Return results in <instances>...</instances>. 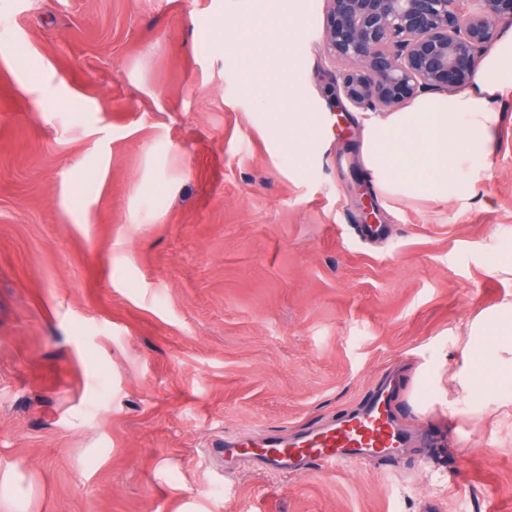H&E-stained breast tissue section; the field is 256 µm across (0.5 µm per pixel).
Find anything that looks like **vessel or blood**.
I'll list each match as a JSON object with an SVG mask.
<instances>
[{
	"instance_id": "1",
	"label": "vessel or blood",
	"mask_w": 512,
	"mask_h": 512,
	"mask_svg": "<svg viewBox=\"0 0 512 512\" xmlns=\"http://www.w3.org/2000/svg\"><path fill=\"white\" fill-rule=\"evenodd\" d=\"M394 412L386 388H379L359 411L345 415L329 426L284 439L275 432L263 438L233 437L224 442L229 455L257 452L263 466L275 476L303 475L310 465L328 472L357 460L373 458L405 443L394 425Z\"/></svg>"
}]
</instances>
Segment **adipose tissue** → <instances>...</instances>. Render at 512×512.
Segmentation results:
<instances>
[{
	"label": "adipose tissue",
	"instance_id": "ef3b65f1",
	"mask_svg": "<svg viewBox=\"0 0 512 512\" xmlns=\"http://www.w3.org/2000/svg\"><path fill=\"white\" fill-rule=\"evenodd\" d=\"M511 92L512 37L482 58L468 90L422 96L411 110L372 120L363 162L375 188L445 200L480 183L504 119L501 98Z\"/></svg>",
	"mask_w": 512,
	"mask_h": 512
}]
</instances>
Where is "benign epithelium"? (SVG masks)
Returning <instances> with one entry per match:
<instances>
[{
    "label": "benign epithelium",
    "instance_id": "1",
    "mask_svg": "<svg viewBox=\"0 0 512 512\" xmlns=\"http://www.w3.org/2000/svg\"><path fill=\"white\" fill-rule=\"evenodd\" d=\"M511 25L512 0H325L324 43L344 64L331 76L332 96L391 112L463 91Z\"/></svg>",
    "mask_w": 512,
    "mask_h": 512
}]
</instances>
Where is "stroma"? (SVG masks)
<instances>
[{"instance_id": "1", "label": "stroma", "mask_w": 512, "mask_h": 512, "mask_svg": "<svg viewBox=\"0 0 512 512\" xmlns=\"http://www.w3.org/2000/svg\"><path fill=\"white\" fill-rule=\"evenodd\" d=\"M324 6L0 0V512H512V368L471 333L512 323V96L479 184L381 195ZM249 20L293 28L285 73L241 65ZM391 378L388 455L276 482L220 449ZM306 115V114H305ZM315 126V121L310 116L306 117L289 113L288 115V132L290 134L288 140V148L301 149L305 147L304 132Z\"/></svg>"}]
</instances>
